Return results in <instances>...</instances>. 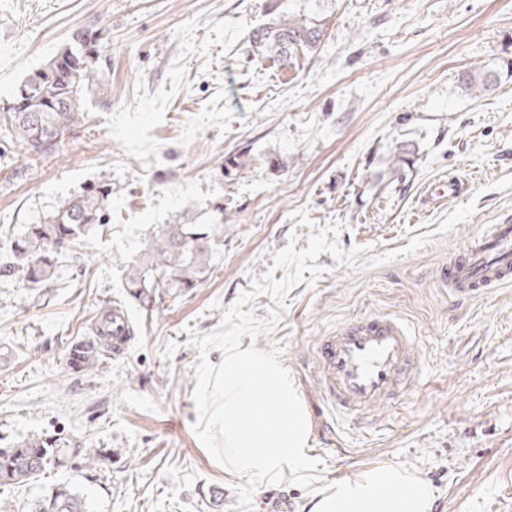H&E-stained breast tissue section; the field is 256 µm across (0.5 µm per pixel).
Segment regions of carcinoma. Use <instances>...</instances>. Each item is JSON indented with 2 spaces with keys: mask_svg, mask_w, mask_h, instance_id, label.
I'll use <instances>...</instances> for the list:
<instances>
[{
  "mask_svg": "<svg viewBox=\"0 0 512 512\" xmlns=\"http://www.w3.org/2000/svg\"><path fill=\"white\" fill-rule=\"evenodd\" d=\"M325 23L311 15H279L269 25L251 33L253 55L273 60L286 68L297 60L318 53ZM74 45L63 48L54 60L75 58L87 64L78 74L64 66L46 63L33 71L18 87L7 116L0 118V138L20 144L24 150L39 153L50 149L52 134H66L87 122L83 98L92 88L100 56L99 40L78 31ZM501 80L499 68L473 66L460 76L461 87L470 94L483 95ZM414 149L402 144L378 174V182H393L410 163ZM112 182H93L61 201L36 224H29L10 242L15 262L9 272L19 280L39 286L50 281L56 271L61 249L88 238L107 224ZM224 244V221L217 224H157L143 252L124 262L123 288L130 300L146 312H153L171 288L192 290L211 273L217 248ZM112 348L105 341L97 345H75L69 354L71 367L90 373L97 368L104 352ZM100 453L85 448L76 439L55 434H33L22 442L0 448V484L23 486L36 482L47 468L66 467L79 458L87 466L96 464ZM56 512H91L86 498L73 486L60 483L30 503V512H43L49 502Z\"/></svg>",
  "mask_w": 512,
  "mask_h": 512,
  "instance_id": "obj_1",
  "label": "carcinoma"
}]
</instances>
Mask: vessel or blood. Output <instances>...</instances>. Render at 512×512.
<instances>
[{"label":"vessel or blood","mask_w":512,"mask_h":512,"mask_svg":"<svg viewBox=\"0 0 512 512\" xmlns=\"http://www.w3.org/2000/svg\"><path fill=\"white\" fill-rule=\"evenodd\" d=\"M439 280L456 300H470L512 283V215L453 252ZM313 363L323 410L365 416L408 392L420 370L406 323L391 313L358 316L317 344Z\"/></svg>","instance_id":"obj_1"}]
</instances>
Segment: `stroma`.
Wrapping results in <instances>:
<instances>
[{"label":"stroma","mask_w":512,"mask_h":512,"mask_svg":"<svg viewBox=\"0 0 512 512\" xmlns=\"http://www.w3.org/2000/svg\"><path fill=\"white\" fill-rule=\"evenodd\" d=\"M271 0H0V117L27 75L76 31H98L105 79L84 99L86 125L45 152L0 140V266L10 242L88 183L112 184L109 229L72 245L53 279L28 287L0 273V446L63 433L98 448L25 486L0 484V512H27L67 483L92 512H238L247 479L213 460L196 437L191 340L217 331L273 254L325 225L340 227L358 267L320 254L323 272L282 301L256 294L247 308L280 321L243 345L281 350L310 418L313 485H263L252 512H311L336 480L381 463L425 479L430 512H512V284L466 302L437 271L471 236L512 213V77L474 97L467 67L512 57V0H283L327 22L318 54L284 69L251 55ZM415 145L412 168L389 185L375 174L391 151ZM247 152V169L225 173ZM278 159V168L266 166ZM463 198L433 201L449 176ZM475 209L438 227L462 201ZM224 243L210 278L171 290L153 313L129 302L123 260L140 254L155 224L213 222ZM432 239L414 254L411 238ZM397 251L375 267L369 257ZM120 306L136 333L89 375L67 348L90 336L102 306ZM388 311L418 340L413 391L362 425L317 406L313 350L346 320Z\"/></svg>","instance_id":"obj_1"}]
</instances>
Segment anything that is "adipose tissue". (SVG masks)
Masks as SVG:
<instances>
[{"label": "adipose tissue", "instance_id": "1", "mask_svg": "<svg viewBox=\"0 0 512 512\" xmlns=\"http://www.w3.org/2000/svg\"><path fill=\"white\" fill-rule=\"evenodd\" d=\"M432 497L427 481L382 463L363 476L336 481L312 512H430Z\"/></svg>", "mask_w": 512, "mask_h": 512}]
</instances>
